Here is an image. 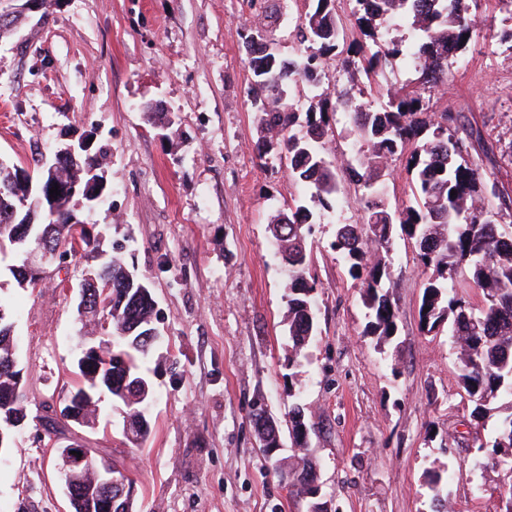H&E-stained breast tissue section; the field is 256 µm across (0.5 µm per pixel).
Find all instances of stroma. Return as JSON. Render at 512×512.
<instances>
[{"label": "stroma", "instance_id": "35a3bbf8", "mask_svg": "<svg viewBox=\"0 0 512 512\" xmlns=\"http://www.w3.org/2000/svg\"><path fill=\"white\" fill-rule=\"evenodd\" d=\"M259 9L258 0H45L44 21L0 44V161L26 167L87 133L105 144L108 198L78 216L104 254L122 243L157 301L150 438L132 447L117 411L80 433L131 477L140 512H306L264 458L253 417L264 403L287 429L298 386L310 452L340 512H432L425 472L440 463L453 471L450 512H501L503 474L477 450L489 431L471 416L456 351L420 327L426 274L406 238L394 239L398 331L383 342L363 333L360 283L330 247L337 225L366 219L363 189L344 169L308 237L317 333L299 364L287 360V272L267 225L300 190L257 149L241 26ZM472 12V38L430 104L481 130L468 153L512 225V48L498 39L499 0H475ZM412 70L394 59L373 90L330 61L322 88L353 83L374 103ZM149 103L178 113L166 134L147 123ZM91 263L54 262L35 288L0 283L28 396L27 422L0 455V512H74L38 415L76 379L84 330L67 287Z\"/></svg>", "mask_w": 512, "mask_h": 512}]
</instances>
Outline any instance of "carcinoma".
I'll use <instances>...</instances> for the list:
<instances>
[{
    "mask_svg": "<svg viewBox=\"0 0 512 512\" xmlns=\"http://www.w3.org/2000/svg\"><path fill=\"white\" fill-rule=\"evenodd\" d=\"M301 14L294 38L305 54L285 57L267 35L272 14L245 25L243 46L250 70L249 91L259 114L258 133L264 153L287 161L291 176L305 194L288 212L270 216L272 243L287 264L288 285L284 322L288 331V361L294 363L316 333V307L309 277L307 238L316 217L315 208H330L329 199L339 191L337 169L355 173L366 190L368 212L364 224H339L330 244L344 261L349 275L361 282L366 323L363 334L388 338L397 331V309L383 283L391 278L393 240L399 232L419 247V260L431 271L424 284L419 322L423 332L448 337L458 349L460 381L475 403L473 417L492 422L488 441L479 445L493 464L512 474V225L503 226L489 209L478 165L465 156L464 139L449 132L457 122L452 112H428L420 91L439 87L448 70V46L458 51L467 45L475 16L465 0H353L355 22L365 41L345 45V25L333 9L334 0H311ZM355 53L360 68L372 81L384 75L391 60L414 58L413 77L389 88L378 106L358 102L363 90L336 92L335 99L320 91L324 65L336 60L343 65ZM307 87L311 94L294 100L291 89ZM342 113L348 134L358 142L357 151L340 162L328 148L330 121ZM148 123L167 130L176 115L146 107ZM104 146L77 149L73 156H53L51 171L41 159L32 171L0 161V253L18 260L41 245L62 258L78 252L100 259L90 267L95 283L87 288L88 300L81 317L94 323L97 311L107 313L112 332L104 340L98 362L78 370L80 381L60 400V423L46 428L81 439L65 423L74 418L89 425L101 414L99 397L107 392L112 406L124 414L123 432L139 447L151 434L148 409L154 389L146 364L158 340L157 302L150 282L115 253L102 257L95 237L84 224L73 221L75 206L89 211L104 203L105 177L99 159ZM406 157L413 201L393 211L380 199L378 183L386 175L388 161ZM58 187L60 194L50 196ZM81 193L71 197L72 188ZM456 195H451V191ZM466 272V281L480 290L484 305L475 309L458 297L452 272ZM7 271L21 287H35L38 277L22 266ZM0 434L4 447L11 446L16 431L27 419V394L19 390L11 364L17 362V342L5 329L11 324L7 304L0 299ZM301 392L288 391L293 399L288 433L297 448L296 461L283 480L290 494L308 503L307 512H328L324 493L311 486L317 475L309 457L308 428ZM260 447L266 459L280 446L274 418L256 414ZM449 468L427 471L433 500L440 502Z\"/></svg>",
    "mask_w": 512,
    "mask_h": 512,
    "instance_id": "cac0c4a2",
    "label": "carcinoma"
}]
</instances>
